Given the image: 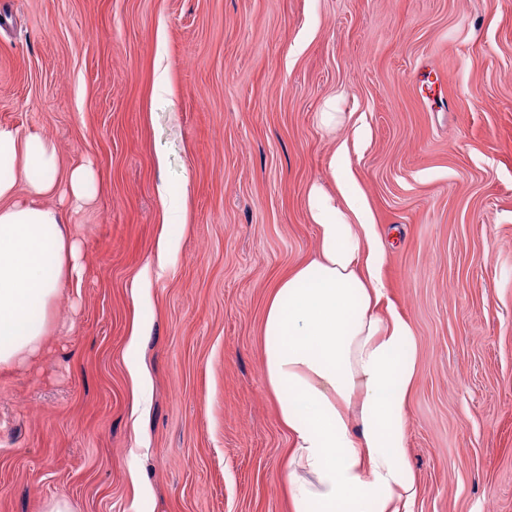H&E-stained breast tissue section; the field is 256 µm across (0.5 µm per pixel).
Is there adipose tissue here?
<instances>
[{
  "label": "adipose tissue",
  "mask_w": 512,
  "mask_h": 512,
  "mask_svg": "<svg viewBox=\"0 0 512 512\" xmlns=\"http://www.w3.org/2000/svg\"><path fill=\"white\" fill-rule=\"evenodd\" d=\"M159 190L164 264L187 227L190 188ZM95 198L92 166L61 173L50 141L0 126V369L34 360L52 336L50 306L82 278L65 215ZM307 204L318 254L276 284L264 318L266 382L292 438L293 512H412L402 407L416 339L389 308L374 225L348 220L356 198L314 185Z\"/></svg>",
  "instance_id": "1"
}]
</instances>
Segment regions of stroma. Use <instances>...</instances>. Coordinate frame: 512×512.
I'll list each match as a JSON object with an SVG mask.
<instances>
[{"instance_id":"stroma-1","label":"stroma","mask_w":512,"mask_h":512,"mask_svg":"<svg viewBox=\"0 0 512 512\" xmlns=\"http://www.w3.org/2000/svg\"><path fill=\"white\" fill-rule=\"evenodd\" d=\"M0 125L99 184L68 218L80 286L0 376V512H292L263 323L315 255L307 193L340 197L341 145L416 338L414 512H512V0H0ZM163 177L190 180L188 227L138 307Z\"/></svg>"}]
</instances>
